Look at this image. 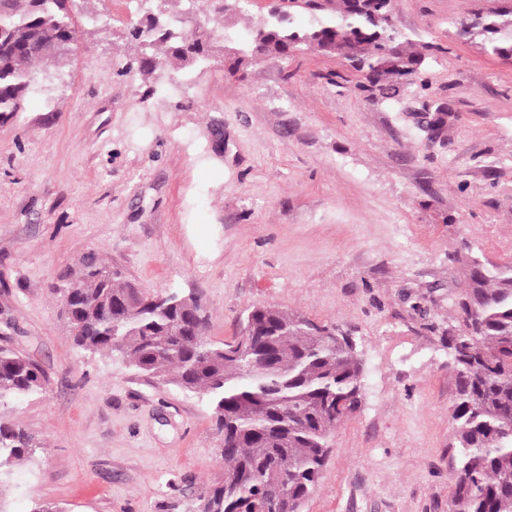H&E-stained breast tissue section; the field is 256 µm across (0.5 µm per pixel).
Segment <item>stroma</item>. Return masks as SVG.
<instances>
[{
	"label": "stroma",
	"mask_w": 512,
	"mask_h": 512,
	"mask_svg": "<svg viewBox=\"0 0 512 512\" xmlns=\"http://www.w3.org/2000/svg\"><path fill=\"white\" fill-rule=\"evenodd\" d=\"M499 6L396 0L438 50L427 87L391 98L315 54L242 80L212 58L189 93L149 96L120 73L129 0H99L107 29L76 21L65 81L0 124V347L48 377L0 405L39 443L0 468L6 512H198L224 480L202 396L73 345L55 286L90 249L154 294L201 295L216 342L263 303L347 330L362 404L302 512H448L459 258L512 261V60L458 35ZM432 100L452 114L434 142L411 116Z\"/></svg>",
	"instance_id": "1"
}]
</instances>
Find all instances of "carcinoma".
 Here are the masks:
<instances>
[{"label":"carcinoma","mask_w":512,"mask_h":512,"mask_svg":"<svg viewBox=\"0 0 512 512\" xmlns=\"http://www.w3.org/2000/svg\"><path fill=\"white\" fill-rule=\"evenodd\" d=\"M95 0H0V122L23 111L36 89L34 68L51 66L59 79L77 42L72 14L96 28ZM139 19L126 40L135 49L123 73L155 81L159 71L189 69L224 53V41L197 33L224 29L242 0H134ZM298 9L314 14L295 24ZM394 0H287L271 6L249 31L248 52L233 51L228 68L244 78L247 61L286 59L309 52L343 59L363 87L393 96L404 82L425 86L434 44L413 47L393 23ZM458 35L480 38L489 54L512 58V9L463 20ZM467 287L457 303L459 328L448 332L455 383L452 416L456 453L450 512H512V261L466 256ZM91 250L56 286L69 299L75 346L117 356L136 371L204 396L224 434V479L199 512H302L331 452L333 430L361 405L364 365L355 345L327 337L332 327L271 304L250 308L231 341L215 343L203 299L170 292L160 303ZM47 377L27 356L0 348V404L46 390ZM34 437L0 420V467L34 453Z\"/></svg>","instance_id":"carcinoma-1"}]
</instances>
